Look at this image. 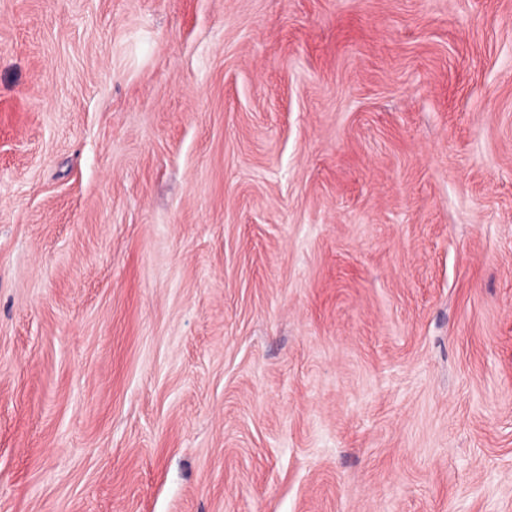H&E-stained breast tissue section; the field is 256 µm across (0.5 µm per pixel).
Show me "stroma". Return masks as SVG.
Returning a JSON list of instances; mask_svg holds the SVG:
<instances>
[{
  "mask_svg": "<svg viewBox=\"0 0 512 512\" xmlns=\"http://www.w3.org/2000/svg\"><path fill=\"white\" fill-rule=\"evenodd\" d=\"M0 512H512V0H0Z\"/></svg>",
  "mask_w": 512,
  "mask_h": 512,
  "instance_id": "35a3bbf8",
  "label": "stroma"
}]
</instances>
